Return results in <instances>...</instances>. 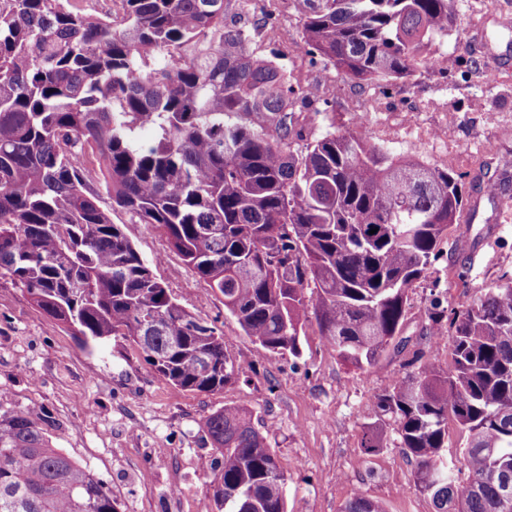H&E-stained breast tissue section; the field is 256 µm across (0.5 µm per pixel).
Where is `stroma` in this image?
I'll return each instance as SVG.
<instances>
[{"instance_id": "35a3bbf8", "label": "stroma", "mask_w": 512, "mask_h": 512, "mask_svg": "<svg viewBox=\"0 0 512 512\" xmlns=\"http://www.w3.org/2000/svg\"><path fill=\"white\" fill-rule=\"evenodd\" d=\"M280 33L296 81L322 92L306 108L310 133L355 132V101L371 95V87L311 59L297 8L289 9ZM425 55L445 61L435 69L420 65L367 117L373 142L462 173L468 192L465 226L449 228L441 257L409 294L407 352L357 370L310 321L299 356L272 354L244 335L222 298L170 251L160 230L118 212L113 222L146 259L165 252L155 273L172 295L223 329L238 382L221 393L182 391L155 375L133 346L85 352L19 290L0 283V405L44 412L56 446L108 481L121 512H217L213 487L222 457L205 421L227 405L250 411L276 453L288 478V512H341L359 494L386 512H436L372 400L404 375L413 351L450 367L451 337L438 343L419 337L433 297L458 307L512 273V167L504 165L512 159V0H457L452 31ZM374 424L383 447L368 456L361 438ZM176 486L181 496H173Z\"/></svg>"}]
</instances>
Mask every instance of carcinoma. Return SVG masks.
Wrapping results in <instances>:
<instances>
[{"instance_id":"1","label":"carcinoma","mask_w":512,"mask_h":512,"mask_svg":"<svg viewBox=\"0 0 512 512\" xmlns=\"http://www.w3.org/2000/svg\"><path fill=\"white\" fill-rule=\"evenodd\" d=\"M0 0V281L88 353L121 338L174 387L238 380L224 331L169 292L111 213L164 233L224 299L245 336L301 353L308 313L346 362L372 367L403 342L409 291L460 224V175L395 157L357 133L286 112L310 89L250 50L231 0ZM301 35L353 80L388 88L448 35L455 0H299ZM153 138L144 141L139 131ZM99 171V188L87 173ZM376 233H370V230ZM453 331L451 367L423 364L375 396L415 485L437 512H512V274L463 309L434 298L425 336ZM467 435L466 484L448 456V417ZM239 490L218 512H288L286 476L248 411L205 421ZM0 512H120L106 482L54 446L47 420L0 404ZM342 512H385L356 496Z\"/></svg>"}]
</instances>
